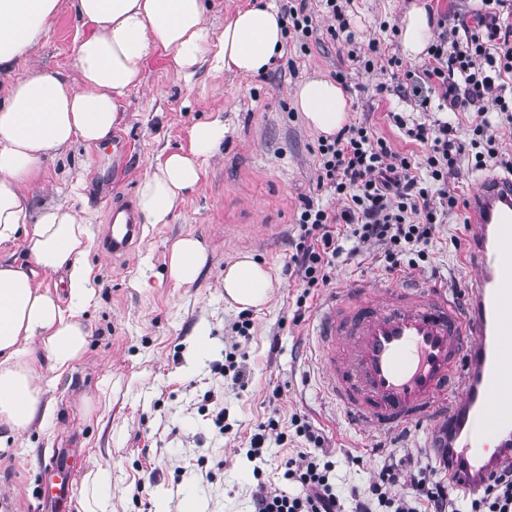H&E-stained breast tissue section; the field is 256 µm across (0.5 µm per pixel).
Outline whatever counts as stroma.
Here are the masks:
<instances>
[{
  "instance_id": "stroma-1",
  "label": "stroma",
  "mask_w": 512,
  "mask_h": 512,
  "mask_svg": "<svg viewBox=\"0 0 512 512\" xmlns=\"http://www.w3.org/2000/svg\"><path fill=\"white\" fill-rule=\"evenodd\" d=\"M416 2L349 0L351 41L324 35L303 49L285 39L268 71L256 76L218 75L205 62L188 84L173 52L158 50L144 65L141 85L120 100L124 119L112 137L130 142L127 155L113 156L111 142L78 143L43 160L40 183L27 189L31 207L71 206L88 219L95 292L81 314L89 332L84 355L63 374L41 373L48 416L0 443V494L10 496L11 512H36L29 490L56 448L71 453L69 512H80L82 480L93 468L104 476L98 512H183L189 502L197 512H252L258 481L290 494L296 488L279 469L288 447L269 443L264 460H252L246 455L250 437L272 418L290 429L296 414L307 416L333 448L342 498L367 486L388 459L406 461L411 470L425 464L432 451L422 447L421 432L356 434L344 413L321 396L310 349L313 313L333 288L394 272L467 290L465 211L437 225L424 262L394 272L380 250L353 258L352 240L340 238L343 252L330 286L315 291L305 307L296 305L302 285L288 271L303 201L339 205L316 189L321 137L294 106L291 92L300 82L315 74L339 78L352 100L350 123L370 126L417 167H424L428 148L409 140L393 114L410 125L445 122L459 140L471 139V114L420 112L394 91L406 71L421 66L404 58L396 33ZM77 31L68 0H61L47 36L15 74L0 73V101L14 75L71 70ZM372 40L383 58L398 59V67L368 70L349 57L350 48ZM219 114L224 141L204 162L200 185L178 203L169 223L144 228L128 256L106 257L100 241L110 205L135 199L145 174L168 152L188 150L192 128ZM187 235L204 242L208 257L193 283L177 285L167 278L168 250ZM243 254L268 267L275 281L259 309L224 300V269ZM245 319L250 329L243 339L237 330ZM229 353L246 369L245 386L213 369Z\"/></svg>"
}]
</instances>
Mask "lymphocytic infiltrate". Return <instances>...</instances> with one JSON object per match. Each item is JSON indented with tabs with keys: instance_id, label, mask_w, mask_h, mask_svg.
<instances>
[{
	"instance_id": "lymphocytic-infiltrate-1",
	"label": "lymphocytic infiltrate",
	"mask_w": 512,
	"mask_h": 512,
	"mask_svg": "<svg viewBox=\"0 0 512 512\" xmlns=\"http://www.w3.org/2000/svg\"><path fill=\"white\" fill-rule=\"evenodd\" d=\"M325 22H318L306 0L285 8L290 32L300 44L327 32L339 38L349 20L336 0H325ZM475 22L461 33L440 34L427 50L421 72H406L398 92L410 94L422 112L439 107L451 112L472 113V138L478 145L467 155L470 143L458 141L447 124L419 123L407 128L408 138L429 145L425 175H418L411 160L375 138L369 127L348 125L318 147L321 163L316 178L318 191L336 196L343 206L333 211L307 201L298 218L299 240L291 256L294 273L304 289L298 304H305L313 290L330 284L331 268L340 249L336 228L349 229L357 247L381 249L385 261L396 268L410 256L424 258L425 245L437 224L459 205L448 192L449 174H461L466 159L475 166H495L512 174V154L502 150L494 133L491 111L512 110L506 99L512 84V22L482 0ZM293 435L320 448L314 457L301 451L284 463L283 476L297 491L285 494L258 483L253 495L254 512H512V464L495 471L484 491L467 498L458 508L452 487L442 476V461L434 458L422 469L403 471L397 464L382 466L378 475L354 491L353 508H346L333 481L334 464L325 439L306 417L293 420Z\"/></svg>"
}]
</instances>
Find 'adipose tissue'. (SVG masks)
<instances>
[{"label": "adipose tissue", "mask_w": 512, "mask_h": 512, "mask_svg": "<svg viewBox=\"0 0 512 512\" xmlns=\"http://www.w3.org/2000/svg\"><path fill=\"white\" fill-rule=\"evenodd\" d=\"M90 31L81 35L68 73L20 75L0 104V244L24 238L26 262L0 258V427L24 433L42 410L41 368L65 372L85 353L88 331L80 318L90 300L85 257L89 234L83 217L55 205L32 210L24 192L38 181L41 162L80 141L106 142L122 120L119 101L142 81L143 64L158 49L174 53L181 72L209 62L214 72L243 76L265 72L281 52L285 23L269 0L238 11L215 33L204 0H71ZM59 0H0V70H13L49 31ZM426 5L416 4L400 26L402 51L419 59L433 33ZM297 111L330 137L349 120L341 86L316 75L292 93ZM223 118L196 125L190 151L168 153L137 190L143 223L164 224L186 191L198 187L201 162L224 140ZM206 261L204 243L175 240L168 274L178 285L193 282ZM59 275L68 304L36 283L38 273ZM271 273L243 254L224 270V294L241 307L263 305Z\"/></svg>", "instance_id": "adipose-tissue-1"}]
</instances>
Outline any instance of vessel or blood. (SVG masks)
Wrapping results in <instances>:
<instances>
[{
	"label": "vessel or blood",
	"instance_id": "b4317fda",
	"mask_svg": "<svg viewBox=\"0 0 512 512\" xmlns=\"http://www.w3.org/2000/svg\"><path fill=\"white\" fill-rule=\"evenodd\" d=\"M472 287L355 279L316 311L321 391L368 435L430 423L426 445L446 448L457 488L478 493L512 452V177L487 176L467 200ZM141 236L131 204L112 208L102 238L112 258ZM37 500L64 502L59 455L36 481Z\"/></svg>",
	"mask_w": 512,
	"mask_h": 512
}]
</instances>
